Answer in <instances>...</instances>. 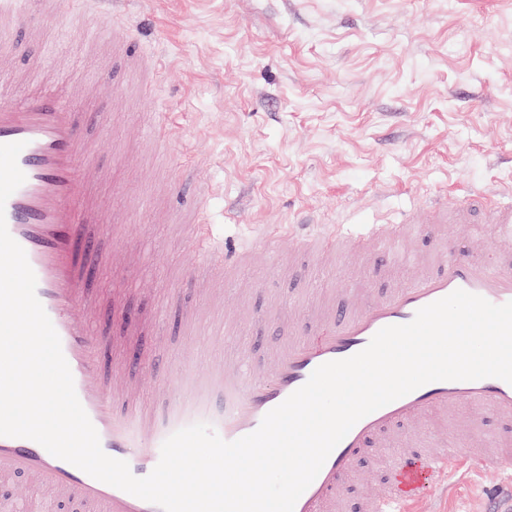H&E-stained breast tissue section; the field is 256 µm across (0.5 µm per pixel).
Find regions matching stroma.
<instances>
[{
  "label": "stroma",
  "mask_w": 512,
  "mask_h": 512,
  "mask_svg": "<svg viewBox=\"0 0 512 512\" xmlns=\"http://www.w3.org/2000/svg\"><path fill=\"white\" fill-rule=\"evenodd\" d=\"M60 2L47 18L31 0L26 24L0 32V53L17 91L33 93V62L54 52V92L79 114L99 171L92 192L112 213L89 257L106 368L146 413L193 394L195 380L174 383L189 361L205 369L245 353L268 366L273 345L317 334L308 307L412 277L372 276L359 253L326 268L311 254L276 258L266 241L292 234L301 214L329 233L389 234L433 191L512 188V0H130L108 24ZM161 108L174 119L166 165L143 130ZM190 163L205 187L180 180ZM202 203L215 237L252 251L232 287L208 294L184 279L198 248L174 221ZM441 239L484 251L497 230L477 218L428 224L410 244L427 259ZM120 306L135 331L111 316ZM429 430L478 441L512 422L468 408L403 434L418 443ZM460 478L458 493L427 491L417 512H484L487 488L506 480Z\"/></svg>",
  "instance_id": "1"
}]
</instances>
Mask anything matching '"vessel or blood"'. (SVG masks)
<instances>
[{
	"label": "vessel or blood",
	"mask_w": 512,
	"mask_h": 512,
	"mask_svg": "<svg viewBox=\"0 0 512 512\" xmlns=\"http://www.w3.org/2000/svg\"><path fill=\"white\" fill-rule=\"evenodd\" d=\"M26 0H0V20L10 27L24 22ZM20 142L18 165L25 182L5 207L10 235L23 247L36 280V295L50 318L70 367L76 394L97 430L103 451L126 461L134 476L145 477L160 459L162 443L177 430L203 422L227 441L254 432L263 417L302 387L320 365L363 350L383 327L409 323L418 309L462 289L501 305L512 301V262L491 261L473 252L441 247L436 259L420 265L404 286L333 307L323 318L320 334L300 337L274 348L269 366L249 357L226 364L212 375L228 397L219 413L195 404L177 414L147 417L140 403L106 378L102 363L109 345L95 324L85 277L74 248L92 229L110 223L86 188L97 168L91 149L77 134V114L69 102L49 91L20 96L0 90V144ZM474 207L486 210L487 223L512 239V191H469L456 206L446 193L431 194L427 210L405 214L399 232L370 237V253L390 256L401 229L414 224H444L449 214L464 216ZM297 239L308 246L334 251L336 237L315 225H300ZM247 258L236 246L206 247L201 264L209 271L234 274ZM468 407L512 419V384L498 378L434 381L359 420L334 448L322 469L295 504L294 512H339L358 460L371 448L386 446L393 430L425 413L445 415ZM512 465V433L491 448L448 437L437 451L405 448L387 462L389 479L365 501L363 512H414L421 493L447 490L460 468L500 469ZM23 474L77 512H162L123 490L101 482L76 466L51 455L39 443L0 436V477Z\"/></svg>",
	"instance_id": "1"
}]
</instances>
